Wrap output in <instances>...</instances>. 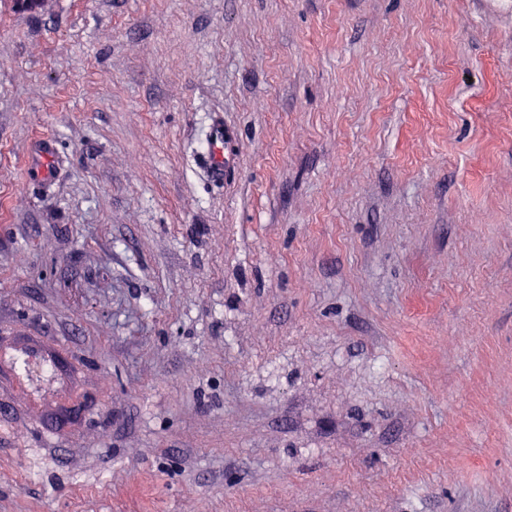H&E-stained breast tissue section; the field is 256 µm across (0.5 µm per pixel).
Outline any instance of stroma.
Wrapping results in <instances>:
<instances>
[{
  "mask_svg": "<svg viewBox=\"0 0 512 512\" xmlns=\"http://www.w3.org/2000/svg\"><path fill=\"white\" fill-rule=\"evenodd\" d=\"M21 344L0 512H512V0H0ZM230 146L231 136L228 130L224 129V120L212 119L207 135V150L201 154V159L214 181L224 180V159L229 153Z\"/></svg>",
  "mask_w": 512,
  "mask_h": 512,
  "instance_id": "stroma-1",
  "label": "stroma"
}]
</instances>
